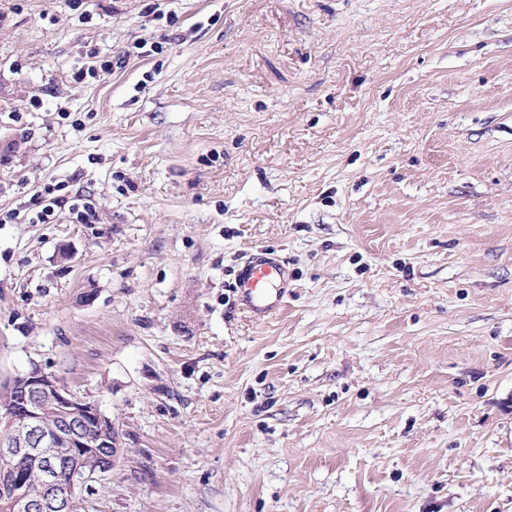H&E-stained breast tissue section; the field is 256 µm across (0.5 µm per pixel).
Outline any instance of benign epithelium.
I'll list each match as a JSON object with an SVG mask.
<instances>
[{"mask_svg":"<svg viewBox=\"0 0 512 512\" xmlns=\"http://www.w3.org/2000/svg\"><path fill=\"white\" fill-rule=\"evenodd\" d=\"M21 380L24 397L18 414L9 413L0 421L3 429L18 431L15 436L0 437V464L13 469L22 459L37 461L36 469L23 471L19 476L24 484L36 476L39 491L35 495L16 491L11 512H74L76 490L92 486L111 467L103 465L90 471L78 462L67 468L63 458L49 454L48 449L63 443L67 456L78 458L85 449L96 446L91 431L99 432L103 440L112 421L96 402L75 395L55 374L38 366L32 367ZM48 409L54 411L51 423L45 417ZM64 468L68 473L65 486L58 479Z\"/></svg>","mask_w":512,"mask_h":512,"instance_id":"7a95c632","label":"benign epithelium"}]
</instances>
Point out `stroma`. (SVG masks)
I'll use <instances>...</instances> for the list:
<instances>
[{"instance_id": "35a3bbf8", "label": "stroma", "mask_w": 512, "mask_h": 512, "mask_svg": "<svg viewBox=\"0 0 512 512\" xmlns=\"http://www.w3.org/2000/svg\"><path fill=\"white\" fill-rule=\"evenodd\" d=\"M87 8L0 0V384L111 418L92 512H512V0ZM53 191L50 187L44 188V193H37L36 205L41 207V210L36 213V220L41 224H50L56 217L68 210L78 224H94L98 215L96 214L95 207L91 203L82 202V196H74L65 198L61 196H52ZM287 281L286 265L278 257L263 255L246 263L233 288L244 310L256 321H264L281 308Z\"/></svg>"}]
</instances>
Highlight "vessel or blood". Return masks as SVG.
I'll return each mask as SVG.
<instances>
[{
	"label": "vessel or blood",
	"instance_id": "1",
	"mask_svg": "<svg viewBox=\"0 0 512 512\" xmlns=\"http://www.w3.org/2000/svg\"><path fill=\"white\" fill-rule=\"evenodd\" d=\"M288 281L286 265L274 256L251 258L235 280L238 299L255 320L264 321L282 305Z\"/></svg>",
	"mask_w": 512,
	"mask_h": 512
}]
</instances>
